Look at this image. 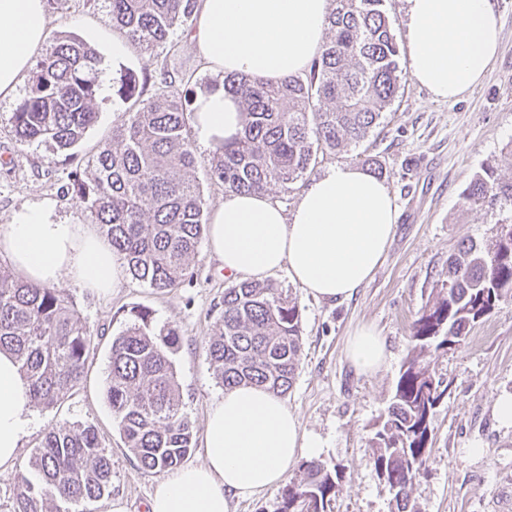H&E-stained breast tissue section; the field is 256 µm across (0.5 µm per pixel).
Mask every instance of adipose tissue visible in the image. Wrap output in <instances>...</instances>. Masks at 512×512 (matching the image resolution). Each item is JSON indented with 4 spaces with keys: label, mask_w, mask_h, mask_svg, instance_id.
Returning <instances> with one entry per match:
<instances>
[{
    "label": "adipose tissue",
    "mask_w": 512,
    "mask_h": 512,
    "mask_svg": "<svg viewBox=\"0 0 512 512\" xmlns=\"http://www.w3.org/2000/svg\"><path fill=\"white\" fill-rule=\"evenodd\" d=\"M407 53L413 79L436 98L452 100L479 85L501 43L493 0H406ZM331 0H198L188 40L206 67L271 81L306 69L320 51ZM46 0H0V100L11 98L45 44ZM201 143L217 148L243 127L241 106L223 88L192 105ZM387 186L362 168L343 165L314 179L292 213L262 194L225 193L214 209L209 248L225 275L258 279L287 269L302 290L333 301L353 295L382 262L398 222ZM0 253L24 280L66 281L109 292L126 262L82 224L57 221L49 206L26 207L0 228ZM358 372L379 370L385 345L369 326L347 345ZM27 384L8 351H0V470H7L32 423ZM324 443L303 431L278 396L256 386L225 390L210 409L203 460L159 483L149 512H232L233 500L281 483L300 456Z\"/></svg>",
    "instance_id": "1"
}]
</instances>
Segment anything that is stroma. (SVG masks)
Instances as JSON below:
<instances>
[{
    "mask_svg": "<svg viewBox=\"0 0 512 512\" xmlns=\"http://www.w3.org/2000/svg\"><path fill=\"white\" fill-rule=\"evenodd\" d=\"M494 3L501 45L480 85L459 99L438 101L404 76L365 141L318 159V176L367 158L382 171L400 216L373 277L349 298L319 301L306 295L287 269L271 276L296 298L302 313L303 355L284 401L303 430L324 441L320 462L340 473L331 512H392L389 490L371 462V439L409 354L412 324L458 245L487 242L498 225L512 222V206L493 201L471 207L463 199L474 175L487 166L512 179V0ZM49 15L54 30L98 51L114 32L103 0H66ZM157 63L156 55L134 49L123 68L110 70L109 92L97 98L95 123L67 151L49 142L20 145L11 123L15 100H0V225L15 211L42 203L54 204L62 222L87 223L84 204L64 188L74 172L85 171L129 106L118 83L122 70L140 75ZM190 271V280L169 292L128 276L108 295L60 284L89 327L93 348L81 383L56 407L35 410L13 466L0 471V512H11L14 479L27 470L43 436L74 423L94 426L112 458L111 496L84 503V512H147L150 495L166 475L143 470L124 445L105 395L110 350L137 306L150 309L156 325L178 328L174 361L184 412L196 433H203L210 407L224 394L204 345L219 321L224 290L236 280L225 276L205 238ZM364 325L376 329L389 352L386 364L371 374L358 373L346 356L349 337ZM432 366L448 395L433 413V444L427 469L413 484L412 503L417 512H512V428L500 425L494 414L496 398L512 394V299L477 324L460 348L438 352Z\"/></svg>",
    "mask_w": 512,
    "mask_h": 512,
    "instance_id": "1",
    "label": "stroma"
}]
</instances>
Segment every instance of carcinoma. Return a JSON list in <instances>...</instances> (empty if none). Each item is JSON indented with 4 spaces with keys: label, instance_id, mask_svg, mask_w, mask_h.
Listing matches in <instances>:
<instances>
[{
    "label": "carcinoma",
    "instance_id": "cac0c4a2",
    "mask_svg": "<svg viewBox=\"0 0 512 512\" xmlns=\"http://www.w3.org/2000/svg\"><path fill=\"white\" fill-rule=\"evenodd\" d=\"M330 33L309 70L278 82L226 75L224 92L245 113L242 132L215 149L213 181L224 191L261 193L309 175L319 154L363 142L396 96L404 77L385 0H334ZM112 25L132 47L175 54L169 36L189 30L197 0H108ZM95 50L67 35L33 72L12 115L20 145L52 141L68 150L97 117ZM150 84L153 92L144 94ZM195 71L171 69L124 76L132 101L83 172L75 194L101 236L123 255L132 279L159 291L185 282L206 231L204 201L191 178L196 157L188 114ZM493 197L512 205V181L488 167L464 198L477 205ZM512 298V224L487 245L464 242L448 257L441 288L413 322L411 349L400 370L387 419L372 438L374 468L389 487L394 512H409L410 490L425 469L433 443L432 416L448 387L430 368L432 353L458 347L472 328ZM219 333L206 353L222 385H257L283 396L292 388L303 354L302 314L291 294L271 280L242 281L224 290ZM92 334L74 302L58 289L22 280L0 265V348L10 349L33 406L49 409L70 396L84 375ZM180 333L156 329L152 313L134 308L112 340L106 398L125 447L142 469L178 468L195 445L184 415L173 355ZM282 493L279 512H331L340 474L317 460L303 462ZM112 494V459L90 425L45 434L30 471L15 478L12 512H70Z\"/></svg>",
    "mask_w": 512,
    "mask_h": 512
}]
</instances>
